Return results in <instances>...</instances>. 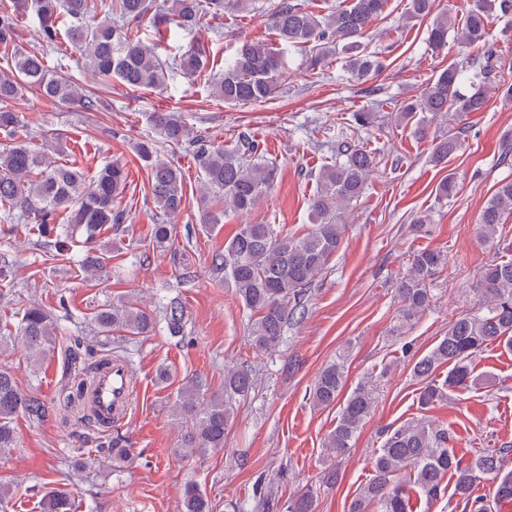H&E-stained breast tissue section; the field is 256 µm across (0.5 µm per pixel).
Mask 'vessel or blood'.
<instances>
[{"mask_svg": "<svg viewBox=\"0 0 512 512\" xmlns=\"http://www.w3.org/2000/svg\"><path fill=\"white\" fill-rule=\"evenodd\" d=\"M132 379L131 367L119 360L110 361L97 371L93 383L84 394L95 427L111 428L113 420L127 413L132 395Z\"/></svg>", "mask_w": 512, "mask_h": 512, "instance_id": "obj_1", "label": "vessel or blood"}]
</instances>
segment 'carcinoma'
I'll list each match as a JSON object with an SVG mask.
<instances>
[{
  "instance_id": "cac0c4a2",
  "label": "carcinoma",
  "mask_w": 512,
  "mask_h": 512,
  "mask_svg": "<svg viewBox=\"0 0 512 512\" xmlns=\"http://www.w3.org/2000/svg\"><path fill=\"white\" fill-rule=\"evenodd\" d=\"M154 0H25L24 10L32 7L39 18L37 37L51 49L59 40L58 22L66 15L73 19L66 37L86 68L102 80L116 78L135 89H164L174 75L193 76L208 68L206 49L195 47L180 60H166L143 44L134 31L153 8ZM389 0H347L330 14H316L305 7L304 0H278L273 7V27L278 42L307 48L311 64L318 65L333 55H345L346 65L359 78L379 69V62L367 53L361 39L371 24L385 13ZM244 7L245 0H173L176 23L183 29L195 26L202 15L221 14L224 7ZM432 0H409L408 18L425 17L432 12ZM103 11L107 19L95 25L85 24L88 15ZM498 10L512 13V0H472L463 21L443 13L428 31V42L436 50L448 46V35L462 48L475 49L467 58L473 76L469 84L462 79L463 68L450 64L430 80L420 95L404 103L394 113L399 125H411L423 135L425 119H439L447 125L437 128L432 141L431 161L448 162L462 147L467 128L457 121L472 112L485 110L489 93L497 90L512 97V83L491 81L497 70L499 54L490 38L489 17ZM17 15L0 12V56L9 63V71H0V130L8 134L24 126L18 113L4 104L17 99L23 91L34 88L46 99L60 103H86L73 81L49 71L44 55L16 48ZM288 71L283 51L264 42L245 41L238 46L223 71L214 73V96L232 106H254L278 93ZM154 130L174 146L188 145L201 178L199 191L203 200L215 204L202 211L200 223L213 229L224 221V214L248 213L275 186L277 168L267 162L246 163L233 151L213 143L203 133L190 135L173 115L155 112ZM137 155L148 171L150 191L161 209L152 228L153 243L164 246L176 234L175 218L185 205L183 176L178 167L163 158L154 136L144 135L136 147ZM378 169L376 154L360 144L352 134L339 132L335 160L318 177L316 193L310 200L313 228L302 236L283 233L273 224H242L215 254L213 266L224 271V282L231 285L244 307L251 312L249 336L257 352L276 350L283 342L285 328L305 314L304 297L317 275L323 272L342 242L348 209L364 194L368 179ZM127 182V172L118 163L105 164L90 180L77 168L61 165L48 156L46 148L22 140L0 150V226L14 231V222L33 220L31 230L42 251L62 250L67 240L81 232L86 250L78 260L80 269L101 276L106 271L104 254L94 245L99 231L120 224L124 211L119 199ZM512 214V181L498 186L483 206L479 224L483 237L496 239L504 217ZM444 254L434 249L413 253L407 274L399 282L401 317L405 324L415 320L430 303L427 288L440 267ZM477 309L458 316L448 325V332L412 368L421 383L419 404L428 408L448 398L451 390H467L477 385L471 367L472 357L493 343L512 349V258L496 257L487 263L473 288ZM21 318L17 335L32 352L43 357L56 346L59 332L56 319L44 308L17 301ZM165 330L171 337L185 333L186 311L177 298L163 306ZM97 332L110 336L119 331L147 336L157 325L152 314L128 299L119 297L101 305L93 315ZM74 377L67 401L82 397L94 371L110 360L95 357L92 345L78 336L67 346ZM448 366L444 379L436 372ZM347 371L342 361L332 362L318 372L309 399L313 407L326 409L340 405L336 426L327 435L328 453L341 456L370 415L374 398L365 385L355 386L342 395ZM254 380L249 370H224V396L204 399L202 383L187 382L173 405L184 424L186 448L218 451L224 448V436L233 418V400L247 397ZM44 402L22 393L9 370L0 368V455L16 447L13 423L25 416L39 421L46 416ZM448 428L427 419L403 423L386 437L382 448L372 458V477L352 499L348 512H414L416 500L433 504L445 496L443 478L454 479V495L466 512H500L512 502V469L507 453L479 454L469 461L449 447ZM489 480V495L473 496L480 483ZM315 492L308 488L288 501L286 512H314ZM44 512H69L70 501L64 491L49 489L43 496ZM182 512H212L206 493L196 483L185 485Z\"/></svg>"
}]
</instances>
